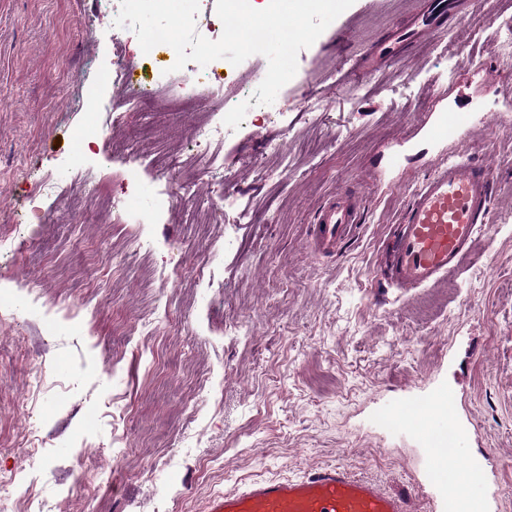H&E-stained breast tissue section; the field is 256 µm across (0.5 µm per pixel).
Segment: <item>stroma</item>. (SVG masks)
Here are the masks:
<instances>
[{"label":"stroma","instance_id":"obj_1","mask_svg":"<svg viewBox=\"0 0 512 512\" xmlns=\"http://www.w3.org/2000/svg\"><path fill=\"white\" fill-rule=\"evenodd\" d=\"M426 3L355 0L273 104L225 129L208 170L195 129L264 79V56L224 71L196 111L160 107L172 79L132 110L106 71L123 60L150 89L166 51L146 60L101 35L97 0H0L9 512H203L251 480L337 462L439 512L428 448L382 415L448 393L505 489L480 512H512V121L461 149L490 174L492 229L459 270L410 291L373 279L415 185L448 156L423 134L430 114L512 101V0H464L442 34L376 71ZM388 152L402 165L380 189ZM43 180L56 194L29 202ZM341 189L361 198V227L341 254L315 252L309 227ZM118 196L145 224L111 222Z\"/></svg>","mask_w":512,"mask_h":512}]
</instances>
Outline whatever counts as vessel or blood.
<instances>
[{
	"label": "vessel or blood",
	"mask_w": 512,
	"mask_h": 512,
	"mask_svg": "<svg viewBox=\"0 0 512 512\" xmlns=\"http://www.w3.org/2000/svg\"><path fill=\"white\" fill-rule=\"evenodd\" d=\"M457 0H430L421 21L397 39L380 46L378 54L391 62L425 34L441 33ZM497 110L476 114L456 109L433 113L424 133L432 141L458 147L477 126L493 127L504 118ZM491 179L482 167L463 156L438 164L415 188L404 218L398 224L386 269L377 280L404 289L425 288L455 272L474 237L488 230ZM360 209L355 196L340 192L318 210L312 226L317 249L339 251L354 238ZM441 407L402 402L389 406L385 423L401 431H413L414 421L425 418L424 439L430 450L431 472L438 489L444 490L440 512H467L464 503L488 495L493 484L484 459L472 454L467 435L456 427L452 399ZM456 459L472 471L468 484H458L448 464ZM203 512H413L411 497L390 493L375 482L355 477L342 463L327 465L292 480H264L234 492L211 498Z\"/></svg>",
	"instance_id": "vessel-or-blood-1"
}]
</instances>
